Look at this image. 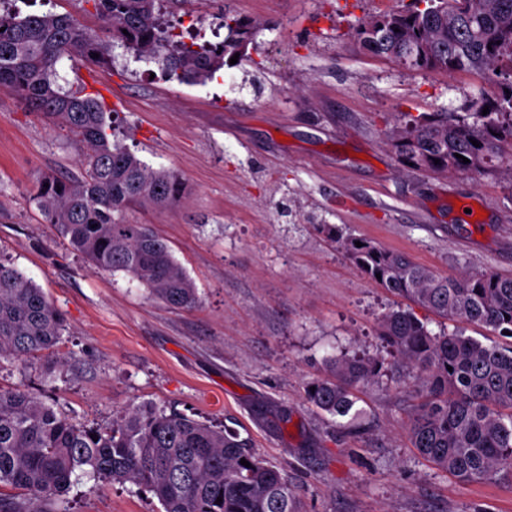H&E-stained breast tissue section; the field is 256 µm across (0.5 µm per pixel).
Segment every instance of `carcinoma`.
I'll list each match as a JSON object with an SVG mask.
<instances>
[{"label":"carcinoma","instance_id":"1","mask_svg":"<svg viewBox=\"0 0 512 512\" xmlns=\"http://www.w3.org/2000/svg\"><path fill=\"white\" fill-rule=\"evenodd\" d=\"M94 2L114 43L160 61L163 77L180 83H202L229 65L236 55L234 30L248 27L254 38L259 32L251 21L226 14L224 40L187 44L159 21L157 0ZM353 33L364 50L409 70L481 72L500 86L498 96L475 102L470 122L435 112L387 134L405 164L430 173L479 175L512 168V0H410L358 22ZM94 53L104 56L105 46L71 14L0 13V91L52 119L85 149V175L44 178L35 194L38 208L44 222L94 268L127 274L170 308H194L195 284L167 240L129 219L135 207L180 203L185 182L110 144L106 112L96 97L55 86L63 57L89 60ZM357 241L344 242L347 257L394 294L447 319L512 333V275L439 276L402 253L365 239L358 247ZM65 330L62 313L42 289L0 258V361L48 355ZM380 335L412 378V447L462 483L512 474V349L457 333L433 334L409 309L387 313ZM331 365L334 378L308 383L306 397L322 411L346 416L354 390L382 362L351 358ZM79 470L97 481L147 489L162 512H301L288 479L233 427L140 406L110 429L87 428L23 385L0 387V512H68L66 495Z\"/></svg>","mask_w":512,"mask_h":512}]
</instances>
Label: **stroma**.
Masks as SVG:
<instances>
[{"label":"stroma","mask_w":512,"mask_h":512,"mask_svg":"<svg viewBox=\"0 0 512 512\" xmlns=\"http://www.w3.org/2000/svg\"><path fill=\"white\" fill-rule=\"evenodd\" d=\"M398 0H164V21L218 28L225 9L260 27L248 59L203 84L167 81L153 61L114 48L105 61L57 65L66 91L97 92L115 139L188 195L130 218L167 239L199 304L174 310L122 272L94 269L44 223L33 196L47 175L80 176V144L0 92V258L63 314L55 353L0 362V386L56 399L78 423L153 405L223 425L296 488L302 512H512V476L464 484L406 439L408 375L378 334L398 296L362 273L339 240L357 237L442 275L512 274V178L420 173L383 133L402 114L467 116L494 94L479 73L409 72L359 48L352 26ZM21 13H69L104 42L93 0H15ZM486 218L464 224L455 201ZM432 332L512 346L491 327L417 309ZM371 357L381 371L350 417L311 406L308 382L334 358ZM71 512H160L133 484L80 477Z\"/></svg>","instance_id":"1"}]
</instances>
